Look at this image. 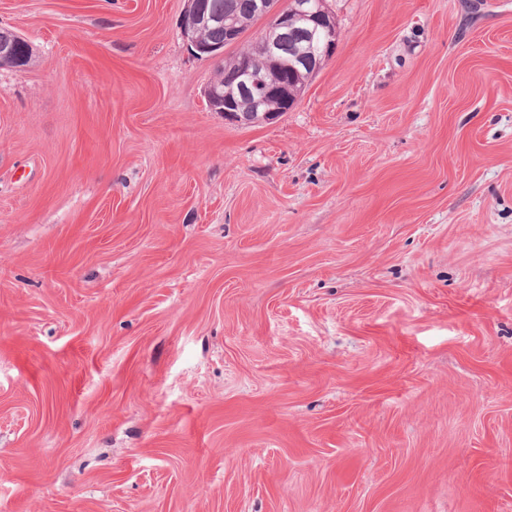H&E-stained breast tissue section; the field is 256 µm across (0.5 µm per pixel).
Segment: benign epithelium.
I'll return each mask as SVG.
<instances>
[{
  "mask_svg": "<svg viewBox=\"0 0 512 512\" xmlns=\"http://www.w3.org/2000/svg\"><path fill=\"white\" fill-rule=\"evenodd\" d=\"M256 12L270 23V28L256 44L258 51L266 56L270 73L261 74L251 66L250 58L240 59L237 70V88L241 91L256 90L258 98L249 111H239L234 104L233 90L217 82L208 84L205 96L211 111L224 113V119L241 125L269 124L283 113L290 111L299 101L303 85L288 82V75L301 72L313 77L323 67L336 47V22L326 7V0H288L280 6L278 0H254ZM305 24V37L324 38L323 45L317 46V53L299 52L284 61L278 54L279 32L288 31L294 22ZM210 25L224 27L228 37L236 35L235 22L222 16L211 15L203 7V0H187L181 18L183 37L193 52L200 57L219 59L223 52L201 42L202 30ZM24 39L16 32L0 28V61L21 62L19 52ZM276 99L281 103L277 109L266 108V101Z\"/></svg>",
  "mask_w": 512,
  "mask_h": 512,
  "instance_id": "benign-epithelium-1",
  "label": "benign epithelium"
}]
</instances>
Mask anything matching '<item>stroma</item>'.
<instances>
[{
  "label": "stroma",
  "mask_w": 512,
  "mask_h": 512,
  "mask_svg": "<svg viewBox=\"0 0 512 512\" xmlns=\"http://www.w3.org/2000/svg\"><path fill=\"white\" fill-rule=\"evenodd\" d=\"M184 5L0 0V512H512V0L253 126ZM22 43H26V41L18 33L0 28V61L9 60L19 64L22 56L24 65L29 56V46H20Z\"/></svg>",
  "instance_id": "obj_1"
}]
</instances>
